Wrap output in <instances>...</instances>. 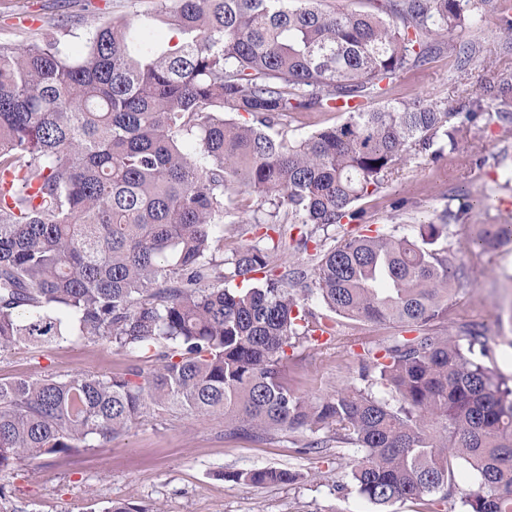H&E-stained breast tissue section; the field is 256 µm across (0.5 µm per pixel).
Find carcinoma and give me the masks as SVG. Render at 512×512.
<instances>
[{"label": "carcinoma", "instance_id": "obj_1", "mask_svg": "<svg viewBox=\"0 0 512 512\" xmlns=\"http://www.w3.org/2000/svg\"><path fill=\"white\" fill-rule=\"evenodd\" d=\"M377 2L158 0L175 41L114 18L74 52L55 24L0 42V353L58 343L72 321L152 362L0 381V473L108 445L157 407L222 415L236 437L323 433L304 454L352 444L350 483L379 512L451 497L455 463L478 480L463 512H512V378L483 364L490 347L473 325L434 331L456 294L435 248L445 225L321 238L361 220L356 204L407 155L444 157L481 112L478 98L455 112L372 102L445 49L464 69L476 50L448 31L477 24L489 0ZM305 112L346 119L288 139L282 121ZM245 198L265 233L226 256L216 229ZM288 224L301 225L297 250L316 251L311 275L279 271ZM509 242L512 224L478 225L482 249ZM299 284L338 317L417 335L364 357L365 386L305 398L288 384L287 350L328 327Z\"/></svg>", "mask_w": 512, "mask_h": 512}]
</instances>
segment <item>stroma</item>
I'll list each match as a JSON object with an SVG mask.
<instances>
[{
  "label": "stroma",
  "instance_id": "1",
  "mask_svg": "<svg viewBox=\"0 0 512 512\" xmlns=\"http://www.w3.org/2000/svg\"><path fill=\"white\" fill-rule=\"evenodd\" d=\"M154 10L155 0H0V41H22L33 34L34 23L55 19L66 25L65 41L75 48L112 17L143 24ZM506 18L495 5L478 26L453 33L454 41L480 48L467 71L458 72L455 55L444 50L403 72L386 95L392 102L427 99L452 108L480 97L483 114L470 136L436 161L408 156L380 192L361 201V222L330 227L328 234L338 239L371 229L414 238L420 225L440 223L447 209L470 204L465 222L448 224L437 243L453 268L466 272L454 282L458 293L439 331L456 335L462 320L480 325L491 346L486 365L512 377V248L489 253L475 242L479 225L512 224V124L499 121V102L484 90L497 73L512 71V52L503 51ZM403 334L392 323L342 321L333 336L293 350L290 383L309 398L334 393L356 375L367 350L394 344ZM134 362L112 344L75 331L47 352L18 346L1 353L0 379L120 374ZM305 436L300 430L230 437L221 417L154 408L110 445L17 462L0 504L10 512H103L112 501L144 512H376L349 486L354 447L304 456L295 443ZM262 467L288 469L301 478L292 485L260 486L227 478L232 471Z\"/></svg>",
  "mask_w": 512,
  "mask_h": 512
}]
</instances>
